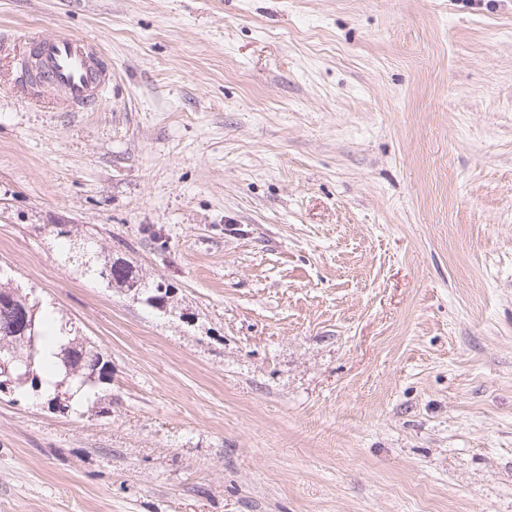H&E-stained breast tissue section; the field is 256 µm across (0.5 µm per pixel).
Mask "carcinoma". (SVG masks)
Segmentation results:
<instances>
[{"label":"carcinoma","mask_w":512,"mask_h":512,"mask_svg":"<svg viewBox=\"0 0 512 512\" xmlns=\"http://www.w3.org/2000/svg\"><path fill=\"white\" fill-rule=\"evenodd\" d=\"M95 273L109 285L113 283L119 288L132 289L136 293L145 295L148 302L159 299L157 292L161 291L162 284L141 276L138 270L123 258L106 261L101 268L95 270ZM28 304L33 306L35 301H26V296L22 294L10 298L8 303L0 300V350L4 351L6 356L20 355L31 358V380L25 386L15 388L14 396L44 394L51 402L58 392L43 388V381L37 372L48 320L39 312L35 314L36 351L33 355L29 354L22 339L23 324L17 317L18 309ZM58 368L64 370L65 378L75 381L80 388L86 387L91 390L93 384L97 382L104 384L112 381V365L104 359L96 346L85 340L80 341L75 338L61 347Z\"/></svg>","instance_id":"obj_1"}]
</instances>
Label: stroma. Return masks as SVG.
Wrapping results in <instances>:
<instances>
[{
	"label": "stroma",
	"instance_id": "obj_1",
	"mask_svg": "<svg viewBox=\"0 0 512 512\" xmlns=\"http://www.w3.org/2000/svg\"><path fill=\"white\" fill-rule=\"evenodd\" d=\"M0 277L112 363L0 399V512H512V0H0ZM31 39L34 55L23 53L21 58L29 64L30 86L51 87L73 112H87L101 100L111 72L98 44L69 33ZM100 278L107 281L108 285L114 283L119 288L133 289L135 293L146 296V301L155 305L153 300L160 296L156 295L162 289L161 282L147 279L140 276L138 270L131 266L125 259L117 257L109 258L100 269L93 270Z\"/></svg>",
	"mask_w": 512,
	"mask_h": 512
}]
</instances>
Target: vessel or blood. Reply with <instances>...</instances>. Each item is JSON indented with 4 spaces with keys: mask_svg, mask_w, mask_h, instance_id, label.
<instances>
[{
    "mask_svg": "<svg viewBox=\"0 0 512 512\" xmlns=\"http://www.w3.org/2000/svg\"><path fill=\"white\" fill-rule=\"evenodd\" d=\"M33 51L25 55L30 85L43 84L56 91L60 102L74 112L98 103L111 81L106 56L98 44L69 33L36 35Z\"/></svg>",
    "mask_w": 512,
    "mask_h": 512,
    "instance_id": "1",
    "label": "vessel or blood"
}]
</instances>
